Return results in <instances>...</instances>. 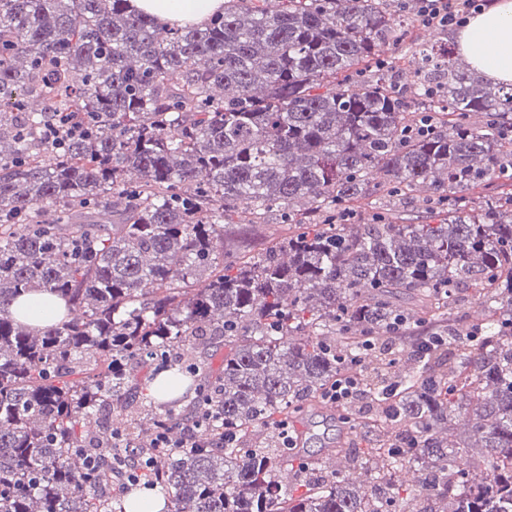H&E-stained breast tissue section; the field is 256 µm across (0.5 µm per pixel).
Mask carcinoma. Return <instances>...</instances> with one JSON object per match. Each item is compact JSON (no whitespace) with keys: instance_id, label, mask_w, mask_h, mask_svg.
<instances>
[{"instance_id":"1","label":"carcinoma","mask_w":512,"mask_h":512,"mask_svg":"<svg viewBox=\"0 0 512 512\" xmlns=\"http://www.w3.org/2000/svg\"><path fill=\"white\" fill-rule=\"evenodd\" d=\"M401 36L387 0H228L176 28L128 0H0V512H116L112 490L135 498L133 448L156 458L143 480L168 512H392L410 472L427 490L416 512H512V193L469 195L512 181V84L460 67L452 42L420 45L417 81L399 84L385 47ZM51 112L88 117L83 138L46 142ZM425 181L433 224L332 223ZM242 206L290 228L226 266L224 220ZM468 288L488 311L448 370L444 350L413 348L397 380L365 379L397 438L360 457L322 448L349 468L381 459L371 487L334 469L283 493V416L383 354L394 319L415 318L395 295L451 339L436 302ZM42 292L62 320L13 316ZM227 344L201 447H153L144 426L187 416L197 350ZM257 429L275 440L254 444ZM223 430L236 440L207 447ZM473 442L481 460L458 465Z\"/></svg>"}]
</instances>
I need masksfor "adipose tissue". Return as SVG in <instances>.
Instances as JSON below:
<instances>
[{
  "instance_id": "1",
  "label": "adipose tissue",
  "mask_w": 512,
  "mask_h": 512,
  "mask_svg": "<svg viewBox=\"0 0 512 512\" xmlns=\"http://www.w3.org/2000/svg\"><path fill=\"white\" fill-rule=\"evenodd\" d=\"M130 7L172 25H200L223 10L224 0H130ZM457 46L485 78L512 84V0H495L491 8L471 19L459 32ZM12 312L19 320L43 325L59 321L64 304L47 294L28 296L16 302Z\"/></svg>"
}]
</instances>
